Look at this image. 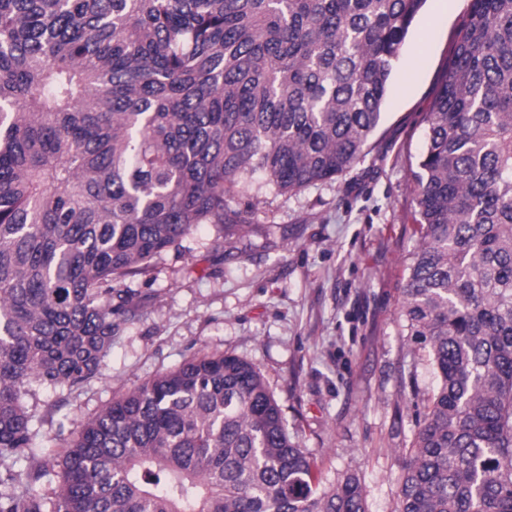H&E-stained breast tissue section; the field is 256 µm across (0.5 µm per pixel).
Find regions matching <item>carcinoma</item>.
Segmentation results:
<instances>
[{"label": "carcinoma", "instance_id": "cac0c4a2", "mask_svg": "<svg viewBox=\"0 0 512 512\" xmlns=\"http://www.w3.org/2000/svg\"><path fill=\"white\" fill-rule=\"evenodd\" d=\"M425 2L0 0V463L29 462L0 512H368L236 355L112 398L51 473L24 397L97 377L114 284L246 223L254 175L290 193L360 162ZM426 123L399 315L437 384L396 512H512V0H471Z\"/></svg>", "mask_w": 512, "mask_h": 512}]
</instances>
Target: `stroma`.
Here are the masks:
<instances>
[{
    "label": "stroma",
    "instance_id": "1",
    "mask_svg": "<svg viewBox=\"0 0 512 512\" xmlns=\"http://www.w3.org/2000/svg\"><path fill=\"white\" fill-rule=\"evenodd\" d=\"M469 7L426 0L359 163L293 194L254 183L229 200L250 212L247 228L219 236L200 226L149 275L126 280L141 302L119 324L99 376L26 398L46 470L113 397L194 353L224 352L260 368L323 480L359 472L368 512H395L402 451L435 384L398 314L416 245L412 173Z\"/></svg>",
    "mask_w": 512,
    "mask_h": 512
}]
</instances>
